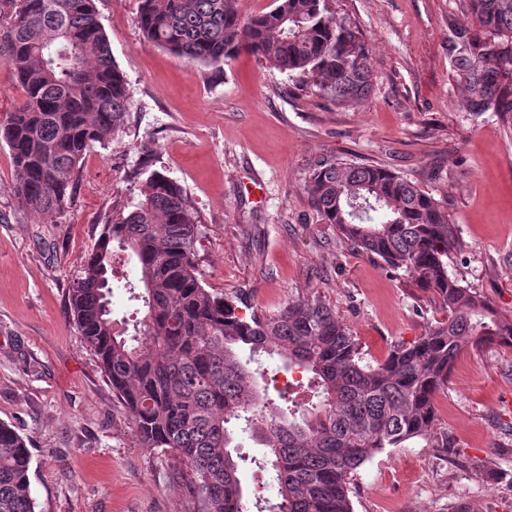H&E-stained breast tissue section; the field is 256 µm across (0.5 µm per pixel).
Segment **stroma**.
Returning a JSON list of instances; mask_svg holds the SVG:
<instances>
[{"label":"stroma","mask_w":512,"mask_h":512,"mask_svg":"<svg viewBox=\"0 0 512 512\" xmlns=\"http://www.w3.org/2000/svg\"><path fill=\"white\" fill-rule=\"evenodd\" d=\"M130 97L122 128L86 155L61 218L22 207L0 143V422L26 438L36 512H198L181 461L143 447L67 310L104 217L148 176L198 209L206 287L273 314L316 293L371 362L446 313L410 279L344 244L305 184L333 157L401 173L448 208V275L512 322V129L467 112L449 78L458 0H333L371 47L373 89L351 107L241 54L191 65L144 41L137 0H95ZM512 348L465 350L435 398V439L377 452L350 479L353 512H512Z\"/></svg>","instance_id":"35a3bbf8"}]
</instances>
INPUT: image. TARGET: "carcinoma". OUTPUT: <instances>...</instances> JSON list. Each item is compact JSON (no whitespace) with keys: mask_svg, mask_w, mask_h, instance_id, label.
<instances>
[{"mask_svg":"<svg viewBox=\"0 0 512 512\" xmlns=\"http://www.w3.org/2000/svg\"><path fill=\"white\" fill-rule=\"evenodd\" d=\"M330 0H273L243 18L238 0H139L143 38L189 63L220 67L249 53L338 106L372 88L370 48ZM474 21L448 37L449 77L468 111L512 122V0H460ZM8 16L0 60L22 96L0 141L11 153L22 207L49 217L67 208L86 152L112 139L129 111L123 72L95 0H0ZM305 191L351 249L380 260L448 311L386 360L364 361L359 342L316 295L271 315L238 312L200 278L197 210L186 191L154 171L129 212L114 210L68 289L69 315L130 412L147 448L180 459L200 512H247L235 426L266 448L278 512H353L351 474L375 453L431 439L437 393L469 347H512V324L492 301L448 276L456 240L448 208L407 177L373 165L322 158ZM138 262L130 299L142 328L112 318L116 251ZM249 352L243 357V352ZM258 353L309 374L319 402L301 414L255 388ZM26 441L0 422V512H36Z\"/></svg>","mask_w":512,"mask_h":512,"instance_id":"1","label":"carcinoma"}]
</instances>
